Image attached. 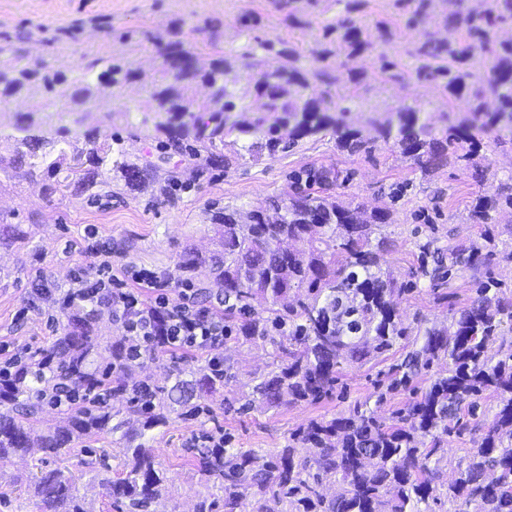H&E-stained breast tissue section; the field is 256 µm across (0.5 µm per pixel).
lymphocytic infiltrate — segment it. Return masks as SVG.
<instances>
[{
    "instance_id": "f902f5d3",
    "label": "lymphocytic infiltrate",
    "mask_w": 512,
    "mask_h": 512,
    "mask_svg": "<svg viewBox=\"0 0 512 512\" xmlns=\"http://www.w3.org/2000/svg\"><path fill=\"white\" fill-rule=\"evenodd\" d=\"M89 262L74 271L71 286L61 290L50 287L43 274H36V290L44 301L61 308L73 305L106 306L113 322L123 326L127 335L147 343L163 336L168 347L208 352L219 359L224 348V316L201 307L195 288L181 286L177 301H170L169 282L157 272L141 270L124 279L112 270V250L108 244L88 247ZM166 317L165 330H158L153 310Z\"/></svg>"
}]
</instances>
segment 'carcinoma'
<instances>
[{
    "instance_id": "cac0c4a2",
    "label": "carcinoma",
    "mask_w": 512,
    "mask_h": 512,
    "mask_svg": "<svg viewBox=\"0 0 512 512\" xmlns=\"http://www.w3.org/2000/svg\"><path fill=\"white\" fill-rule=\"evenodd\" d=\"M411 27L421 16L441 10L448 36L428 35L411 56L419 65L417 75L443 83L448 96L467 98V116L448 130L445 139L430 137L417 125L416 110L396 112L401 153L424 175L443 167L478 170L476 135L512 133V40L497 37L496 28L512 21V0H487L483 9H461L459 0H410ZM336 33V49L317 51L316 60L352 58L375 46L398 39L388 26L377 28L373 38L362 35L352 21L329 27ZM264 56L253 89H239L228 78L231 64L219 60L199 73L188 64L192 54L179 44L161 48L162 64L174 71V82L157 88L151 108L168 115L170 124L204 113L212 134L224 131L229 113L249 112L247 99L261 100L249 125L255 140L235 154H274L296 144L301 133L317 132L332 125L336 146L350 154H370L383 127L371 124L369 133L342 131V121L328 112L332 100L313 97L298 66L299 55L284 54L274 44H260ZM487 53L489 65L473 70L475 56ZM17 56L0 61V101L25 91L34 96L52 91L64 82L57 72L37 75L21 65ZM106 64L104 84H119L130 77L112 60ZM210 88L208 98L195 99L197 80ZM89 88L62 89L56 96L57 111L85 102ZM118 169L125 185L138 189L157 178L150 163L129 162L122 151L112 158V143L104 141L92 150L62 135L29 134L8 157L0 155V171L27 180L45 176V195L52 197L72 189L92 200L110 186L112 169ZM349 181L335 168H309L288 174L287 197L272 196L268 207L280 213L279 224L266 222L259 210L216 212L213 220L219 249L202 255L184 252L179 268L184 281H193L197 267L209 268V280L197 285L205 297L224 296V342L240 340L273 348V370L241 394L245 406L260 403L267 409L296 403L316 404L338 384L346 362L378 359L403 341L409 350L401 361L377 374L376 403L406 391L427 377L429 385L388 418L373 409L355 405L348 414L311 421L288 438L275 455L240 448H211L198 444L190 449L197 475L215 479L224 490V512H235L242 489H256L252 512H436L433 506L449 504L448 512H512V344L490 347L504 324L512 326V283L494 273L503 261L512 262V250L499 249L492 225L497 216L512 213V175L493 192H479L472 200L471 219L484 225L482 242L448 249L437 246L431 234L417 242L421 274L429 278L435 299H448L446 289L471 273L473 297L448 323L405 326L393 296L414 289L400 283L381 267V256L394 240L380 233L391 219L388 210L365 215L362 209L337 197L316 193L314 187H339ZM23 238L16 224H0V245ZM103 307L64 310L66 324L45 351L54 366L24 379L0 382V458L25 456L38 448L47 458L65 460L75 447L93 435L123 430L120 443L128 455L124 478L108 476L109 457L82 460L95 473L106 496L115 499L121 512H150L167 478L148 445V432L165 426L176 413L194 417L209 412L208 396L235 378L233 366L217 369L205 362L186 366L174 361L167 366L175 378L167 391L150 392L144 399L145 379L135 369L154 360L165 349L162 337L142 351L130 336H117L109 346L112 361L103 369L93 366L99 348L95 329ZM441 361L448 370L435 372ZM57 378L78 391L104 387L125 404L88 403L67 409L61 425L46 430L36 427L42 389ZM496 400L492 427L483 445L473 449L466 462L456 464L457 477L441 482L448 468V436L461 432L463 416L485 412L486 399ZM119 418L112 424L113 418ZM307 448L304 455L296 444ZM337 483L341 490L325 496L321 487ZM34 487L39 512H90L58 469H45L27 481Z\"/></svg>"
}]
</instances>
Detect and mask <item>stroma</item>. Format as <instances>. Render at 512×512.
Listing matches in <instances>:
<instances>
[{"instance_id":"1","label":"stroma","mask_w":512,"mask_h":512,"mask_svg":"<svg viewBox=\"0 0 512 512\" xmlns=\"http://www.w3.org/2000/svg\"><path fill=\"white\" fill-rule=\"evenodd\" d=\"M361 4L359 11L348 15L342 6L326 0H0L1 60L20 53L28 68L58 72L70 83L102 57L112 58L132 74L128 82L109 87L104 99L69 112L55 111L54 95L37 97L33 102L46 128L80 136L107 134L120 140L129 160L160 166L158 182L139 189H129L120 177H113L111 195L94 203L74 191L49 198L42 181L0 174V224L20 225L25 233L16 245L0 247V343L43 349L60 334L63 312L36 298L32 278L39 271L57 287H68L70 271L86 262L79 245L93 232L109 242L114 267L158 272L171 284L170 300H177L183 252L194 248L205 254L217 247L212 213L224 207L262 209L269 197L287 193L289 172L306 167L349 172L350 181L336 191L340 200L361 203L369 211L390 210L383 231L396 246L383 255L381 266L397 281L418 286L397 300L406 325L444 322L465 306L471 295L469 278L458 279L449 300L441 303L429 293L428 281L417 278L414 230L433 225L444 248L479 240L481 227L470 217L472 199L479 190L494 191L500 179L512 174V149L482 137L478 163L485 178L480 183L451 166L428 176L415 170L398 146L394 125L369 155L340 151L335 133L327 130L299 137L286 152L237 159L234 151L252 138L243 127L229 125L219 136L208 138L187 126L176 136L181 147L174 151L170 144L175 136L165 113L150 108L152 93L167 80L157 42L182 44L203 71L215 61L228 60L247 83L258 74L245 57L249 48L275 41L277 49L300 54L307 73L316 66L312 52L324 43L326 28L349 17L366 33L375 32L382 22L399 28V41L384 49L397 64V77L386 79L376 54L364 53L346 60L344 67H328L326 77L312 81V94L329 91L353 97L345 116L351 131L366 130L368 119L385 120L410 106L419 123L433 135L444 136L466 103L449 99L439 84L419 79L407 54L426 32L439 29V14L406 28L400 0ZM33 102L18 98L0 104V154H12L23 136V112ZM215 153L231 156L232 164L212 162ZM405 179L413 182L414 190L405 203L392 205L385 190ZM224 357L233 365L236 380L210 398L214 415L233 447L271 454L312 420L372 401L381 368L374 360L345 366L339 388L316 405L257 406L239 412L226 409L225 402L248 389L255 375L269 371V350L230 343ZM201 430L200 421L173 416L156 436L153 448L168 479V495L161 503L164 512H193L201 497L222 494L217 481L199 479L189 460L188 448ZM40 458L36 450L0 459V512H37L33 496L19 481L38 472Z\"/></svg>"}]
</instances>
